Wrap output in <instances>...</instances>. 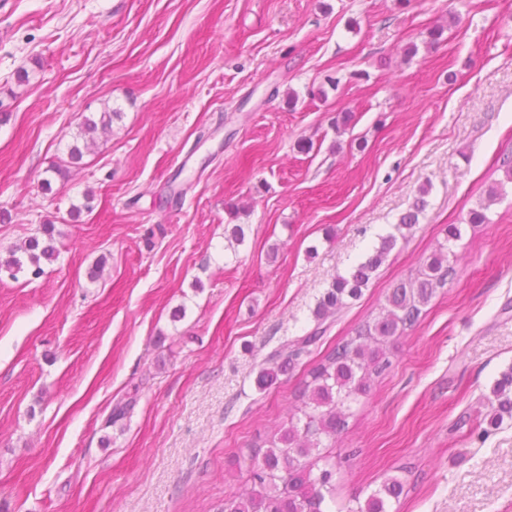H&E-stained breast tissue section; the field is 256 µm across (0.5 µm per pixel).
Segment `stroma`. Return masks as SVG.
<instances>
[{
	"instance_id": "stroma-1",
	"label": "stroma",
	"mask_w": 512,
	"mask_h": 512,
	"mask_svg": "<svg viewBox=\"0 0 512 512\" xmlns=\"http://www.w3.org/2000/svg\"><path fill=\"white\" fill-rule=\"evenodd\" d=\"M510 152L512 0H0V257L48 222L58 253L0 282V512H221L256 435L450 224L455 279L331 450L335 512L394 475L391 512H512V420L488 403L512 365V184L464 223ZM420 199L362 296L259 388ZM107 113L104 112L103 116H100L99 122L95 119L94 116H84L83 122L81 123L80 130L78 133V137L84 141L83 148L88 150L90 145H93L95 142L94 135L98 131V124L100 123L102 128L105 129L107 126H111L113 118L120 117L119 112H113L112 109L108 107V123H105V117Z\"/></svg>"
}]
</instances>
